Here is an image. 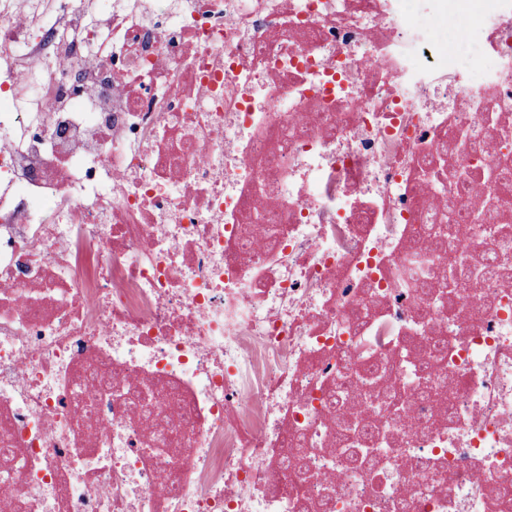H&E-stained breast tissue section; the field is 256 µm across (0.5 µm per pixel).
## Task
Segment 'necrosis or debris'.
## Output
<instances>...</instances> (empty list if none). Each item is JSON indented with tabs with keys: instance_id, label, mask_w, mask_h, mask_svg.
<instances>
[{
	"instance_id": "necrosis-or-debris-1",
	"label": "necrosis or debris",
	"mask_w": 512,
	"mask_h": 512,
	"mask_svg": "<svg viewBox=\"0 0 512 512\" xmlns=\"http://www.w3.org/2000/svg\"><path fill=\"white\" fill-rule=\"evenodd\" d=\"M469 2L475 72L444 6L0 0L10 512H512V0Z\"/></svg>"
}]
</instances>
